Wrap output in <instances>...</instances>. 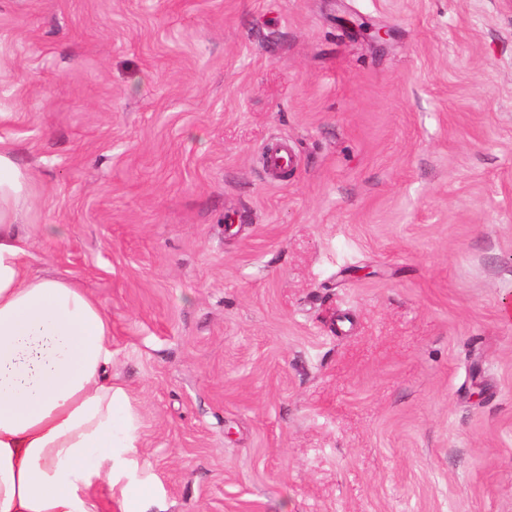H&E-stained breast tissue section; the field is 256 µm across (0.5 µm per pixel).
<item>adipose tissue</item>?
Here are the masks:
<instances>
[{"label": "adipose tissue", "instance_id": "ef3b65f1", "mask_svg": "<svg viewBox=\"0 0 512 512\" xmlns=\"http://www.w3.org/2000/svg\"><path fill=\"white\" fill-rule=\"evenodd\" d=\"M36 182L0 139V512H112L133 447L112 385V323L77 281L37 275L20 230Z\"/></svg>", "mask_w": 512, "mask_h": 512}]
</instances>
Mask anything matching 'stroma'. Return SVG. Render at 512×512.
<instances>
[{
  "label": "stroma",
  "mask_w": 512,
  "mask_h": 512,
  "mask_svg": "<svg viewBox=\"0 0 512 512\" xmlns=\"http://www.w3.org/2000/svg\"><path fill=\"white\" fill-rule=\"evenodd\" d=\"M0 138L112 320V512H512L511 8L0 0Z\"/></svg>",
  "instance_id": "stroma-1"
}]
</instances>
